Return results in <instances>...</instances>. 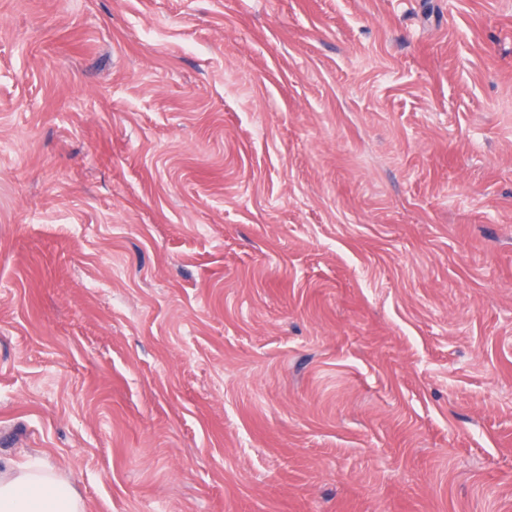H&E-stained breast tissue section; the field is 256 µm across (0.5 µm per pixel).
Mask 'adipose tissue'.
Masks as SVG:
<instances>
[{"mask_svg": "<svg viewBox=\"0 0 512 512\" xmlns=\"http://www.w3.org/2000/svg\"><path fill=\"white\" fill-rule=\"evenodd\" d=\"M0 512H84L68 479L45 465L0 467Z\"/></svg>", "mask_w": 512, "mask_h": 512, "instance_id": "1", "label": "adipose tissue"}]
</instances>
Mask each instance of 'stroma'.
<instances>
[{
  "instance_id": "obj_1",
  "label": "stroma",
  "mask_w": 512,
  "mask_h": 512,
  "mask_svg": "<svg viewBox=\"0 0 512 512\" xmlns=\"http://www.w3.org/2000/svg\"><path fill=\"white\" fill-rule=\"evenodd\" d=\"M85 512H512V0H0V462Z\"/></svg>"
}]
</instances>
